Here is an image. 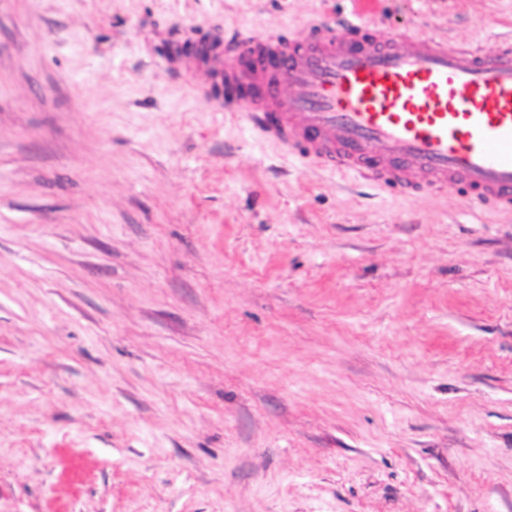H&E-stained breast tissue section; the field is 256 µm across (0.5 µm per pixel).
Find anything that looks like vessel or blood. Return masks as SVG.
I'll return each instance as SVG.
<instances>
[{
    "label": "vessel or blood",
    "mask_w": 512,
    "mask_h": 512,
    "mask_svg": "<svg viewBox=\"0 0 512 512\" xmlns=\"http://www.w3.org/2000/svg\"><path fill=\"white\" fill-rule=\"evenodd\" d=\"M218 100L255 134L334 172L412 193L465 185V202L512 211V38L493 55L432 37L380 35L360 14L303 44L274 33L201 44Z\"/></svg>",
    "instance_id": "vessel-or-blood-1"
}]
</instances>
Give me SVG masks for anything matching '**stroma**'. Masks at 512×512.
Returning <instances> with one entry per match:
<instances>
[{"instance_id":"obj_1","label":"stroma","mask_w":512,"mask_h":512,"mask_svg":"<svg viewBox=\"0 0 512 512\" xmlns=\"http://www.w3.org/2000/svg\"><path fill=\"white\" fill-rule=\"evenodd\" d=\"M350 0H0V512H512V215L303 166L168 72ZM491 54L512 0H380Z\"/></svg>"}]
</instances>
